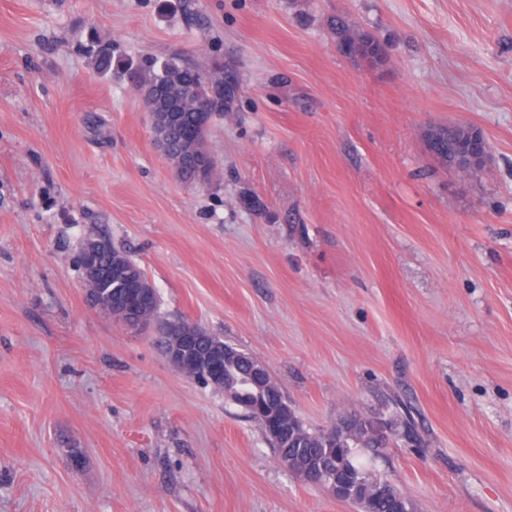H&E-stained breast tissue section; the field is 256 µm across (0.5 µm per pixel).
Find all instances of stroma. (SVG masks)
<instances>
[{
    "label": "stroma",
    "mask_w": 512,
    "mask_h": 512,
    "mask_svg": "<svg viewBox=\"0 0 512 512\" xmlns=\"http://www.w3.org/2000/svg\"><path fill=\"white\" fill-rule=\"evenodd\" d=\"M339 19L381 65L338 52ZM94 39L223 63L215 179L176 177ZM459 125L478 175L430 148ZM91 234L161 317L261 360L305 427L411 418L357 457L414 512H512V0H0V512H353L87 306ZM85 51L93 57L96 67L102 71L112 70L113 51L112 43L104 41H91ZM486 154V141L483 135L476 129L472 130L469 138L461 140L454 146L457 166L463 170H472L477 167L485 160Z\"/></svg>",
    "instance_id": "stroma-1"
}]
</instances>
